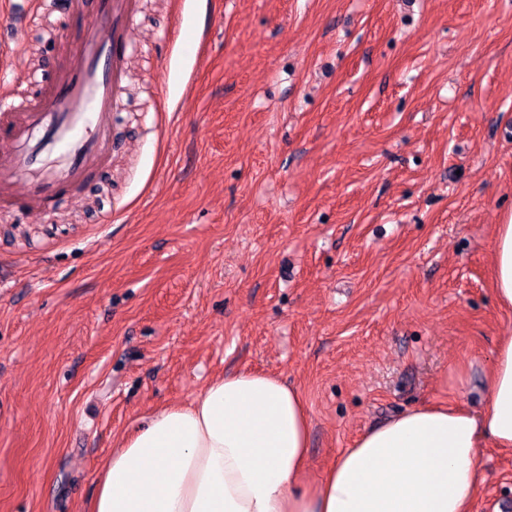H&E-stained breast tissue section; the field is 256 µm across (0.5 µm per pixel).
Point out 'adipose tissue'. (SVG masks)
<instances>
[{
  "label": "adipose tissue",
  "instance_id": "obj_1",
  "mask_svg": "<svg viewBox=\"0 0 512 512\" xmlns=\"http://www.w3.org/2000/svg\"><path fill=\"white\" fill-rule=\"evenodd\" d=\"M495 298L512 307V217L497 225ZM479 413L427 404L364 431L318 479L310 418L279 376L241 370L157 412L113 449L89 512H470L480 448L512 450V336Z\"/></svg>",
  "mask_w": 512,
  "mask_h": 512
}]
</instances>
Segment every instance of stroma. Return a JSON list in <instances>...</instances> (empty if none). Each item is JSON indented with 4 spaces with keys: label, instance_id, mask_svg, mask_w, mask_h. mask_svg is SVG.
Wrapping results in <instances>:
<instances>
[{
    "label": "stroma",
    "instance_id": "obj_1",
    "mask_svg": "<svg viewBox=\"0 0 512 512\" xmlns=\"http://www.w3.org/2000/svg\"><path fill=\"white\" fill-rule=\"evenodd\" d=\"M109 167L0 210V512H86L114 446L211 379L279 375L311 473L424 403L481 412L512 309V0H139ZM81 0L0 37L52 85ZM471 512H512V450ZM506 224H497L492 262L495 298L504 308L512 307V215Z\"/></svg>",
    "mask_w": 512,
    "mask_h": 512
}]
</instances>
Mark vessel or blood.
I'll use <instances>...</instances> for the list:
<instances>
[{
    "label": "vessel or blood",
    "instance_id": "1",
    "mask_svg": "<svg viewBox=\"0 0 512 512\" xmlns=\"http://www.w3.org/2000/svg\"><path fill=\"white\" fill-rule=\"evenodd\" d=\"M92 2L89 34L50 92L25 106L0 101L10 129L0 139V207L43 211L112 157V114L124 104L138 0Z\"/></svg>",
    "mask_w": 512,
    "mask_h": 512
}]
</instances>
